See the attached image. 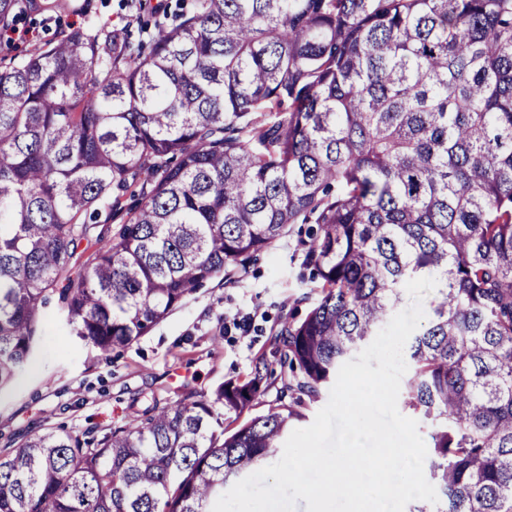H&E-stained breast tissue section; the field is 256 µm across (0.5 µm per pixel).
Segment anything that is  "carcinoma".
<instances>
[{
  "mask_svg": "<svg viewBox=\"0 0 512 512\" xmlns=\"http://www.w3.org/2000/svg\"><path fill=\"white\" fill-rule=\"evenodd\" d=\"M27 6L0 0V32ZM163 14L147 47L73 27L0 68V392L52 299L107 356L209 279L246 273L290 224L310 225L317 297L272 337L287 376L260 357L141 423L1 452L0 512H212L426 277L402 397L430 421L438 502L412 512H512V0ZM102 207L123 224L81 264Z\"/></svg>",
  "mask_w": 512,
  "mask_h": 512,
  "instance_id": "carcinoma-1",
  "label": "carcinoma"
}]
</instances>
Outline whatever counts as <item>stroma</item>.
<instances>
[{
    "mask_svg": "<svg viewBox=\"0 0 512 512\" xmlns=\"http://www.w3.org/2000/svg\"><path fill=\"white\" fill-rule=\"evenodd\" d=\"M85 15L69 10L29 14L0 34V56H24L59 31L97 21L125 25L132 40L143 39L145 12L133 0H93ZM306 225L293 224L235 283L223 277L203 287L165 320L109 356L71 336L62 314L50 308L39 330L34 356L14 386L0 395V450L47 427L102 435L141 422L152 406H168L188 389L208 392L248 373L256 356L281 366L270 339L286 316L304 318L302 297L314 282L305 275L302 241ZM244 318L228 328L225 315Z\"/></svg>",
    "mask_w": 512,
    "mask_h": 512,
    "instance_id": "obj_1",
    "label": "stroma"
}]
</instances>
